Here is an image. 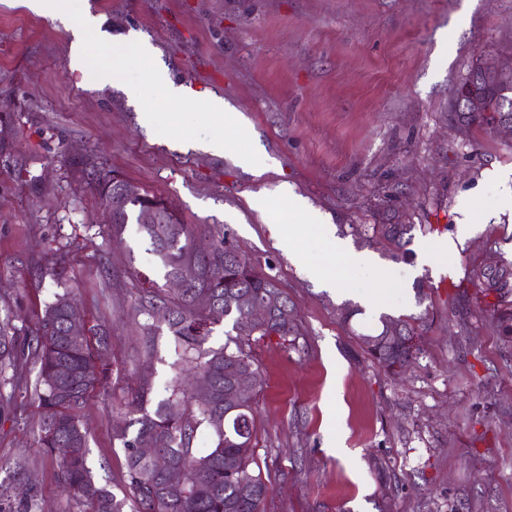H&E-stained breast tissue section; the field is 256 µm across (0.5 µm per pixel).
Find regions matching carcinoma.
<instances>
[{"instance_id": "obj_1", "label": "carcinoma", "mask_w": 512, "mask_h": 512, "mask_svg": "<svg viewBox=\"0 0 512 512\" xmlns=\"http://www.w3.org/2000/svg\"><path fill=\"white\" fill-rule=\"evenodd\" d=\"M483 62L484 58L477 59L466 78L480 82L486 108L475 114L455 113L462 131L472 125L491 126L489 113L505 101L512 103V71L488 82L481 70ZM96 188L101 202L109 195L114 199L108 214L112 236L122 234L130 219H135L165 269V278L187 277L186 288L172 296L158 286L142 289L133 310L145 318L142 328L148 339L160 329L156 313L167 310L169 318L162 322L181 350L175 365L177 376L205 375L213 388V398L202 401L177 381L150 411L147 404L152 386L143 381L136 396L138 416L132 419L136 430L131 435L125 430L117 434L125 450L126 483L134 512H263L268 485L261 473L251 468V415L261 372L246 347L273 336L295 344L300 331L293 305L274 278L242 254L228 233L212 242L210 253L200 254L192 243L190 225L163 199L105 170L97 172ZM414 229L413 224L371 226L372 236L388 241L397 259L406 255ZM467 281L492 311L503 347L512 349V261L496 270L477 266ZM271 295L278 296L280 304L269 319L241 327L247 304ZM71 303L70 293L55 294L45 304L37 333L27 344L40 379V446L55 466L63 491L81 506L80 512H124L126 498L99 484L87 465V429L81 420L88 393L107 379L104 356L109 337L102 333L93 340L90 329L82 336L69 335L66 312ZM428 315L426 309L419 317L383 316L381 328L358 333L356 338L364 344L374 340L365 352L386 372L399 374L420 353V346L408 340L420 336ZM226 319L232 321V334L224 346L215 350L205 347L212 326ZM8 366L13 368L15 388L22 379L18 339L15 327L1 322L0 367ZM200 429L211 437V447L203 455L192 448ZM57 448L73 452L62 455L55 452ZM141 448H162L170 453L184 475L181 497L167 492L163 476L139 453Z\"/></svg>"}]
</instances>
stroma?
Listing matches in <instances>:
<instances>
[{
	"instance_id": "obj_1",
	"label": "stroma",
	"mask_w": 512,
	"mask_h": 512,
	"mask_svg": "<svg viewBox=\"0 0 512 512\" xmlns=\"http://www.w3.org/2000/svg\"><path fill=\"white\" fill-rule=\"evenodd\" d=\"M91 11L82 70L73 38L19 0H0V322L22 336L54 294L76 287L87 326L109 329L107 382L89 396L87 464L124 495V427L139 376L152 400L175 379L179 350L156 338L145 357L131 308L165 271L136 225L113 242L95 192L102 167L161 197L195 230L228 231L241 253L270 268L293 302L301 335L253 343L264 383L253 420L255 465L268 485L265 512H512V353L468 288L473 263L512 259V135L460 133L449 106L477 58L512 67V0H68ZM150 46L104 83L116 48ZM158 65L192 101L163 104L143 73ZM223 98L248 121L268 166L260 176L227 156L170 148L220 140L201 101ZM154 114V132L140 124ZM288 184L371 267L331 257L318 230L278 244L301 223L277 188ZM262 194L266 210L250 197ZM470 235L459 239L462 209ZM414 225L406 257L357 225ZM458 239L444 272L418 267L421 245ZM334 269L346 290L315 286L303 262ZM429 287L430 317L415 365L393 377L357 338L380 314L416 315L410 267ZM395 281L384 312L363 309L344 326L336 309ZM18 410L0 416V512L33 498L37 512H73L39 446L37 369L25 368ZM339 438L344 454L330 448Z\"/></svg>"
}]
</instances>
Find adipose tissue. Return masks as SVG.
Here are the masks:
<instances>
[{
    "label": "adipose tissue",
    "mask_w": 512,
    "mask_h": 512,
    "mask_svg": "<svg viewBox=\"0 0 512 512\" xmlns=\"http://www.w3.org/2000/svg\"><path fill=\"white\" fill-rule=\"evenodd\" d=\"M25 2L32 12L52 16L65 29L71 31L75 39L71 66L75 69L82 68L86 53L84 44L86 25L82 22L78 24L72 23L70 12L67 8V0H25ZM204 111L212 120L229 123L234 130L233 135L221 141L204 142L187 139L181 141V148L201 149L213 153L228 154L233 156L240 166L253 175H262L266 170V166L261 160L262 154L258 146L252 141L248 142L247 146L244 147L239 144L238 133L244 127L243 121L235 113L229 112L223 99L218 97L205 99Z\"/></svg>",
    "instance_id": "ef3b65f1"
}]
</instances>
